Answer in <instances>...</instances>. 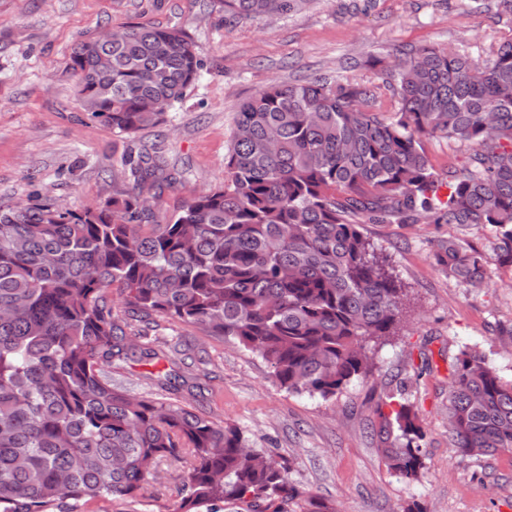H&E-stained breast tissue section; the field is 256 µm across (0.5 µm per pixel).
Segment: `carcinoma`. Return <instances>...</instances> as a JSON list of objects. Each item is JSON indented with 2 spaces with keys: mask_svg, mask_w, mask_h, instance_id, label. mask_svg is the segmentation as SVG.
<instances>
[{
  "mask_svg": "<svg viewBox=\"0 0 512 512\" xmlns=\"http://www.w3.org/2000/svg\"><path fill=\"white\" fill-rule=\"evenodd\" d=\"M231 19L283 15L305 0H222ZM70 67L91 118L118 136L157 123L199 78L186 30L130 27L78 40ZM375 76L273 85L242 104L224 187L151 224L137 193L97 210L0 208V512H73L136 500L161 465L183 469L176 512H335L300 490L275 456L189 404L112 383L139 354L112 318L117 289L134 314L202 326L262 358L280 387L325 401L376 369L375 347L404 328L407 288L362 224L489 226L480 250L440 239L433 259L469 288L512 271V39L479 66L414 46ZM467 151L444 173L423 144ZM161 187L160 159L129 152ZM172 369L153 383L176 390ZM448 428L462 459L512 453V380L477 350L455 356ZM367 434L389 470L421 480L426 433L402 384L379 397Z\"/></svg>",
  "mask_w": 512,
  "mask_h": 512,
  "instance_id": "1",
  "label": "carcinoma"
}]
</instances>
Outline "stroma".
Wrapping results in <instances>:
<instances>
[{
	"label": "stroma",
	"instance_id": "obj_1",
	"mask_svg": "<svg viewBox=\"0 0 512 512\" xmlns=\"http://www.w3.org/2000/svg\"><path fill=\"white\" fill-rule=\"evenodd\" d=\"M144 26L184 28L207 63L184 99L156 125L119 137L89 119L69 68L76 40ZM512 38V15L474 0H306L267 20L225 18L221 0H0V207L48 203L96 208L132 191L149 198L152 223H169L194 195L223 187L239 106L273 84L329 75L371 77L369 60L389 62L408 46L449 48L475 62L491 41ZM156 148L168 182L162 194L136 184L124 158ZM364 234L389 254L413 302L409 322L377 355L367 380L325 401L281 388L258 356L201 326L152 316L132 318L122 298L112 315L130 332L146 331L156 349L184 355L188 386L172 392L205 417L238 428L248 444L272 451L294 482L333 502L337 512H512V454L457 456L448 431V369L462 344L482 352L512 379V273L489 287L459 285L435 265V241L458 235L484 248L490 229L459 233L448 224H366ZM167 361L114 362L112 377L140 393ZM412 379L426 432L425 473L407 484L393 475L364 427L377 393ZM175 470L149 480L138 512H175Z\"/></svg>",
	"mask_w": 512,
	"mask_h": 512
}]
</instances>
